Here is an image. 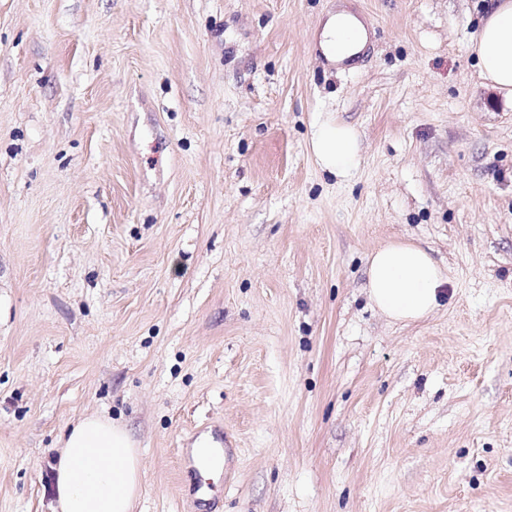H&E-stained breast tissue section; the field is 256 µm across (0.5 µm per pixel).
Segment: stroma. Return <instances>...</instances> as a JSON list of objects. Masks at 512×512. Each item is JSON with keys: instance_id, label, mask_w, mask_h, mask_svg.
Returning a JSON list of instances; mask_svg holds the SVG:
<instances>
[{"instance_id": "obj_1", "label": "stroma", "mask_w": 512, "mask_h": 512, "mask_svg": "<svg viewBox=\"0 0 512 512\" xmlns=\"http://www.w3.org/2000/svg\"><path fill=\"white\" fill-rule=\"evenodd\" d=\"M369 47L326 66L339 5ZM492 0H0V512H54L73 422L130 430L135 512H512V102ZM355 127L323 171L311 126ZM389 241L448 275L402 325ZM224 434V469L188 451ZM481 80L512 101V1L497 0L467 43ZM310 146L322 169L335 176L349 177L359 166V136L349 124L332 120L316 123ZM443 268L423 248L407 242H389L368 259V297L374 307L395 323H413L439 306L447 282Z\"/></svg>"}]
</instances>
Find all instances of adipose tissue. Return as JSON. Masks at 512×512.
Returning <instances> with one entry per match:
<instances>
[{
  "mask_svg": "<svg viewBox=\"0 0 512 512\" xmlns=\"http://www.w3.org/2000/svg\"><path fill=\"white\" fill-rule=\"evenodd\" d=\"M367 40L363 20L341 9L325 21L319 48L329 63L341 64L355 58ZM467 51L477 60L481 80L512 100V0H496ZM310 146L322 169L335 176H351L360 163L359 136L349 124L316 123ZM446 281L433 257L411 243H386L368 259V297L396 323L430 316ZM54 477L59 512H134L142 492L140 453L125 426L89 415L67 431Z\"/></svg>",
  "mask_w": 512,
  "mask_h": 512,
  "instance_id": "1",
  "label": "adipose tissue"
}]
</instances>
